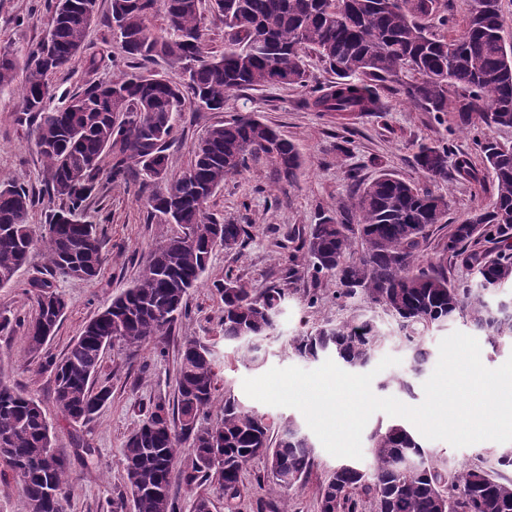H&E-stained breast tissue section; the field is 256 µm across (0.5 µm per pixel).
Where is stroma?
I'll return each mask as SVG.
<instances>
[{
	"label": "stroma",
	"instance_id": "obj_1",
	"mask_svg": "<svg viewBox=\"0 0 512 512\" xmlns=\"http://www.w3.org/2000/svg\"><path fill=\"white\" fill-rule=\"evenodd\" d=\"M110 0H97L95 19L87 31L82 52L71 64L50 77L55 93H73L86 86L118 78L126 72V54L110 23ZM50 0H0V48L17 52L46 39L51 29ZM378 91L388 109L362 113L347 120L317 112L304 104L307 89L294 85L255 87L231 96L223 111H209L186 102L176 121L175 141L168 150L170 173L186 170L198 141L207 130L240 112H256L281 135L293 142L303 159L297 181L286 185L278 181L275 167L267 157L249 160L240 174L228 177L209 201V211L223 220L246 225L249 236L240 249L232 252L216 248L197 287L185 298L186 313L174 323L169 335L139 347L120 343L109 347L103 356L97 382L109 386L112 396L93 419L78 423L61 418L54 401V380L43 367L45 358H62L86 323L113 296L130 288L166 228L148 218L145 200L149 190L141 172L130 174L127 182H101L97 195L90 199L87 213L99 223L104 236V262L99 275L91 280L64 278L51 274L41 248H34L11 285L0 288V313L14 318L15 324L0 331V378L32 394L50 418L52 441L64 455L72 476L67 512H107L109 502L126 492L122 448L159 402L173 403L181 349L187 339H211L221 360V376L239 402L273 422L305 426L303 414L294 408L270 406L249 398L243 381L274 367L297 366L313 369V362L294 353L291 340L304 331L362 317L378 328L375 359L394 356L398 365L375 376L372 390L385 396L382 384L396 375L406 376L412 395L400 400L410 406L424 399L423 384L435 365L427 363L423 373L410 369L407 343L400 325L384 308L362 298L340 299L333 277L315 274L294 231L307 229L325 215L338 214L342 202L353 193L346 172L358 169L362 180L377 177L388 169L415 181L448 199L447 227H440L422 247V264L443 267L455 281L469 280L468 269L444 255L441 245L449 225L460 223L470 212L487 207L495 197L491 175L480 181L451 178L445 181L425 177L414 165L419 144L447 145L452 157L469 158L474 167L483 165L474 145V134L458 130L452 113L427 112L408 104L389 85ZM14 181L26 187L35 199L30 222L35 234L45 232L47 217L58 208L57 198L49 196L43 185L41 157L27 123L20 112L19 90L0 89V182ZM240 277L250 287L261 290L280 287L285 291L279 324L272 336L260 343L259 364L244 362L235 345L221 336L224 304L215 286L225 274ZM50 281L67 302V309L54 335L41 355L27 351L20 320L35 314L31 284ZM426 450L440 467L456 470L476 457L494 458L505 444L483 441L462 448L441 440H429ZM93 456H86V449ZM316 466L289 500L274 492L267 475L264 456L253 458L241 476V496L235 512H269V504H287L288 512H319L322 482L339 465L323 446H315ZM191 458L182 455L173 473L174 491L181 512H191L195 494L209 497L212 512H228L224 489L209 481L189 490L182 480Z\"/></svg>",
	"mask_w": 512,
	"mask_h": 512
}]
</instances>
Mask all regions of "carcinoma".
<instances>
[{"label": "carcinoma", "mask_w": 512, "mask_h": 512, "mask_svg": "<svg viewBox=\"0 0 512 512\" xmlns=\"http://www.w3.org/2000/svg\"><path fill=\"white\" fill-rule=\"evenodd\" d=\"M154 6L155 0H111L112 23L129 59L163 57L181 69L182 84L132 71L50 107L55 93L47 77L82 51L96 0H55L45 41L21 58L0 49V86L20 83V109L35 119L31 135L44 178L61 200L46 233L37 238L29 224V192L14 182L0 183V287L11 284L37 244L52 272L81 280L99 274L102 239L85 210L103 174L119 181L135 165L147 179L163 184L148 207L157 223L176 226L151 253L134 286L86 324L64 357L45 358L43 367L54 375L57 409L71 422L90 419L112 396L109 387H94L106 347L115 341L140 346L166 335L214 248L242 245L243 225L207 211L225 179L258 155L270 157L288 185L302 167L291 142L258 115L245 113L212 126L187 170L170 175L167 150L185 94L216 111L244 88L306 87L305 59L311 53L336 75L310 88L307 104L318 112H385L377 86L389 83L427 112L454 113L459 127H512V46L501 35V0H470L465 26L455 37L431 30L435 19L448 24V3L441 0H165L161 35L147 23ZM208 10L224 23L219 55L203 45ZM450 87L458 89L451 99ZM477 147L493 174L496 197L488 208L453 225L443 243V251L460 259L474 282L456 283L432 264L421 266L420 247L434 226L445 223L448 201L392 172L363 182L349 170L356 190L341 205L340 216H323L302 240L315 272L336 279L338 297L360 296L399 320L416 371L429 357L418 340L421 327L465 318L494 342L512 339V305L494 309L489 303V295L512 286V147L486 138ZM415 161L424 175L448 180V146L421 144ZM453 171L478 180L466 158H457ZM483 242L494 249H477ZM32 288L37 307L25 340L28 352L38 355L44 344L36 331H55L67 303L48 281H36ZM216 291L224 302V340L249 342L276 328L283 289L257 291L227 273ZM376 344L374 324L357 319L293 340L300 358L333 355L352 372L369 366ZM218 401L221 423L203 425L202 416ZM368 442L366 468L342 463L323 482L320 512H362L363 494L376 512H512L511 455L500 456L495 468L478 458L446 474L398 419L374 428ZM185 450L191 454L186 485L217 480L229 508L240 495L241 473L255 456L266 457L281 493L299 489L315 465L313 444L295 423L276 433L273 423L231 393L219 398L214 350L200 338L183 345L176 404H157L123 448L133 512H176L171 477ZM0 458L20 483L21 512H65L71 476L65 457L53 448L51 423L34 397L2 379Z\"/></svg>", "instance_id": "cac0c4a2"}]
</instances>
